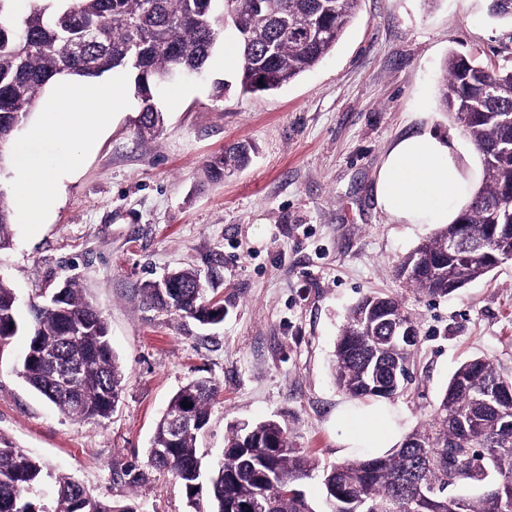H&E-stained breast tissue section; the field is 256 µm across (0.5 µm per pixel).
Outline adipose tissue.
I'll return each mask as SVG.
<instances>
[{
    "label": "adipose tissue",
    "instance_id": "1",
    "mask_svg": "<svg viewBox=\"0 0 512 512\" xmlns=\"http://www.w3.org/2000/svg\"><path fill=\"white\" fill-rule=\"evenodd\" d=\"M128 90L118 83L80 85L59 83L41 104L46 115L13 148L22 175L18 220L45 223L55 209L64 182L93 150L97 137L112 117L114 106ZM446 139L426 133L394 142L387 150L375 182L379 206L398 224H448L457 211L448 205L451 193L473 184ZM343 454L364 450L383 452L396 447L403 428L392 407L382 401L351 403L336 413Z\"/></svg>",
    "mask_w": 512,
    "mask_h": 512
}]
</instances>
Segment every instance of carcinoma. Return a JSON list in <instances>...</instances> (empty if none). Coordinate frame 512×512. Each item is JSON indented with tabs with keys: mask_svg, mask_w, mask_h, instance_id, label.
Instances as JSON below:
<instances>
[{
	"mask_svg": "<svg viewBox=\"0 0 512 512\" xmlns=\"http://www.w3.org/2000/svg\"><path fill=\"white\" fill-rule=\"evenodd\" d=\"M360 0H32L21 19L12 0H0V170L19 132L55 79L122 74L140 108L133 124L145 142L164 124L157 90L180 76L205 71L224 44L231 19L243 93L279 90L329 54L353 20ZM439 101L475 146L483 180L451 224L418 244L396 273L419 294L446 297L512 256V68L492 69L452 53L444 62ZM250 147L236 144L205 164L209 178L247 166ZM14 204L0 192V249L10 246ZM464 240L456 251L446 242ZM152 307L203 325L224 320V302L209 300L201 273L176 270L164 283L146 282ZM416 319L389 296L369 295L353 306L336 340V385L351 400L391 399L408 377L412 349L396 340ZM28 338L20 374L39 395L74 421L109 418L124 373L112 350L109 326L72 281L32 305L31 320L17 314V295L0 279V353L18 333ZM218 386L192 381L171 398L156 424L148 463L171 472L196 505L206 427ZM189 405L196 425L174 432L171 418ZM461 448H471L467 455ZM321 471L322 504L299 484ZM39 460L0 435V512H43L30 491L44 481ZM491 484L497 499L447 494L448 487ZM208 512H512V376L488 358L462 363L451 376L432 419L383 455L319 468L293 447L275 420L234 425L210 477ZM53 512H138L132 503L93 496L59 476Z\"/></svg>",
	"mask_w": 512,
	"mask_h": 512,
	"instance_id": "obj_1",
	"label": "carcinoma"
}]
</instances>
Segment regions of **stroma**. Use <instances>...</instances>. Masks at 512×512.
Here are the masks:
<instances>
[{
    "label": "stroma",
    "instance_id": "stroma-1",
    "mask_svg": "<svg viewBox=\"0 0 512 512\" xmlns=\"http://www.w3.org/2000/svg\"><path fill=\"white\" fill-rule=\"evenodd\" d=\"M489 0H360L335 49L287 87L240 93L216 51L202 77L163 88L165 122L141 141L136 95L117 105L59 206L38 225L14 224L0 277L19 313L74 281L110 326L125 378L109 419L78 422L17 371L26 338L0 353V434L93 495L139 512L190 507L179 482L147 462L155 425L189 382L219 386L198 445L211 472L238 421L278 420L294 447L340 459L333 354L363 296H396L417 319L419 345L405 390L391 401L405 432L429 421L456 368L476 357L512 373V261L455 295L430 299L395 276L431 237V224H395L374 185L398 138L424 132L468 147L438 95L450 52L512 65V24ZM229 82L215 99V82ZM254 148L244 169L208 181L204 164L225 146ZM193 267L224 320L202 326L144 304L140 286Z\"/></svg>",
    "mask_w": 512,
    "mask_h": 512
}]
</instances>
